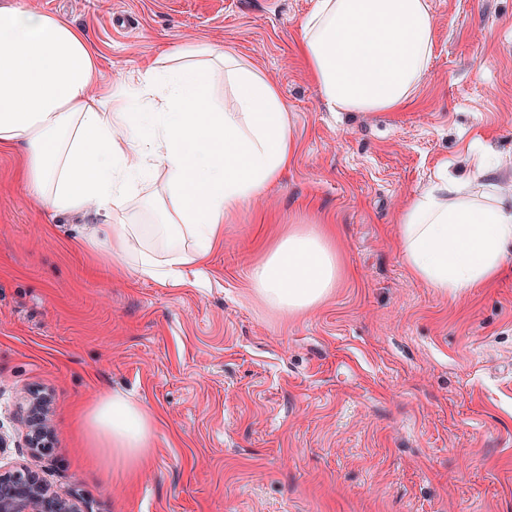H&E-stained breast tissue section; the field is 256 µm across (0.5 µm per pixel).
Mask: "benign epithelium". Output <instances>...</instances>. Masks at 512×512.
<instances>
[{
  "label": "benign epithelium",
  "mask_w": 512,
  "mask_h": 512,
  "mask_svg": "<svg viewBox=\"0 0 512 512\" xmlns=\"http://www.w3.org/2000/svg\"><path fill=\"white\" fill-rule=\"evenodd\" d=\"M0 512H82L77 498L23 467L0 470Z\"/></svg>",
  "instance_id": "7a95c632"
}]
</instances>
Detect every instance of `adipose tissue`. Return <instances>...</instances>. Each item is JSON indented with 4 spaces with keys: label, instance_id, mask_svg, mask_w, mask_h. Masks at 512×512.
Wrapping results in <instances>:
<instances>
[{
    "label": "adipose tissue",
    "instance_id": "1",
    "mask_svg": "<svg viewBox=\"0 0 512 512\" xmlns=\"http://www.w3.org/2000/svg\"><path fill=\"white\" fill-rule=\"evenodd\" d=\"M300 28L298 52L333 112L408 106L433 55L429 0H318ZM220 82L234 108L213 102ZM0 150L20 152L40 206L96 217L81 250L179 286L287 170L295 140L277 85L232 52L181 45L108 83L66 18L0 0ZM397 224L412 276L448 297L500 276L512 252V197L467 191L444 166ZM338 279L328 234L304 224L250 271L256 294L286 313L315 307ZM79 424L108 472L134 470L153 445L151 414L123 393H104Z\"/></svg>",
    "mask_w": 512,
    "mask_h": 512
}]
</instances>
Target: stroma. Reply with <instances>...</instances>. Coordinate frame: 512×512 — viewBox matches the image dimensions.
Listing matches in <instances>:
<instances>
[{
  "instance_id": "stroma-1",
  "label": "stroma",
  "mask_w": 512,
  "mask_h": 512,
  "mask_svg": "<svg viewBox=\"0 0 512 512\" xmlns=\"http://www.w3.org/2000/svg\"><path fill=\"white\" fill-rule=\"evenodd\" d=\"M65 16L120 79L203 40L281 90L297 154L182 286L91 266L83 221L36 206L0 153V467L83 512H512V272L449 298L415 279L396 216L439 165L491 152L512 196V0H430L437 42L412 107L329 112L296 53L317 0H25ZM297 224H330L344 276L288 315L250 270ZM50 399V448L24 410ZM107 391L155 419L147 459L104 481L77 408Z\"/></svg>"
}]
</instances>
